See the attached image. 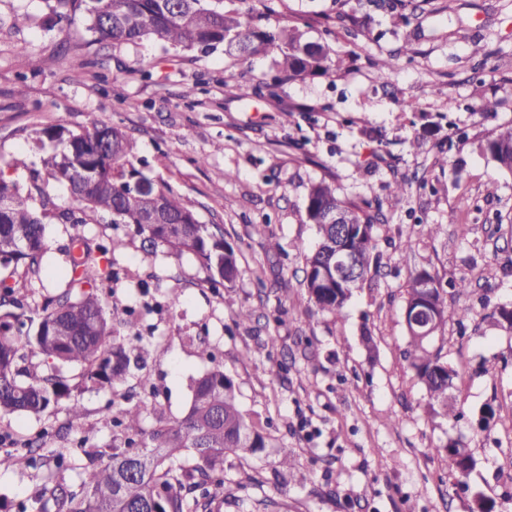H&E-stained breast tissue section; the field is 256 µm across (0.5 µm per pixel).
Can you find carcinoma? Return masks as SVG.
Here are the masks:
<instances>
[{"label":"carcinoma","mask_w":512,"mask_h":512,"mask_svg":"<svg viewBox=\"0 0 512 512\" xmlns=\"http://www.w3.org/2000/svg\"><path fill=\"white\" fill-rule=\"evenodd\" d=\"M54 25L63 32L79 14L87 16L89 29L100 40L137 43L149 39L174 48L201 54L224 49L243 59L273 57L275 74L270 80L238 86L239 96L268 94L285 82L323 77L335 81V45L326 39L312 40L297 23L268 28L253 10L232 7L236 0H55ZM56 142L42 158L43 170H35L27 195L19 186L0 178V199L11 197L12 205L0 210V413L41 418L70 396V386L61 375L64 368L80 369L86 388L120 392L126 388L151 387L149 376L130 384L132 367L145 362L149 353L142 345L140 321L130 307H108L95 290L109 249L88 243L84 226L105 215L112 224H122L151 246L161 245L169 253L193 254L215 285L232 284L240 274L239 259L232 245L202 224L183 196L165 181L151 182L134 165L137 142L121 127L94 121L79 133L70 130L64 118L44 131ZM480 150L502 175H512V123L496 127L480 144ZM69 185L79 203L76 210L63 208L49 197L42 182ZM149 181L152 194L141 192L140 182ZM407 181L386 185L381 200H354L340 196L336 184L320 180L311 184L306 201V219L317 227L312 249L297 244L304 255L303 288L318 311L336 319L355 294L371 281V271L382 265L377 251V223L384 204H398ZM340 213L348 227L343 242L336 238L328 217ZM52 219L70 224L67 253L69 283L63 292L29 299L26 285L42 280L45 271V230ZM353 255L358 279L344 283L331 269L336 246ZM424 306L440 315L430 331L408 325L404 358L427 393V412L432 418L456 420L459 414L448 404V390L457 371H448L442 341L448 326L447 291L437 274L426 269L411 272L406 288L405 309ZM491 319L512 334V306L497 307ZM43 357V366L29 362V354ZM153 416L147 431L144 418ZM112 454L80 441L76 450L57 451L44 458L27 452L0 455V469L25 464L33 468L51 466L49 475L18 512H133L147 508L155 512H211V489L224 488V454L241 460L267 446L270 436L244 413L234 381L216 364L191 384L186 415L171 422L156 402L144 396L119 405L112 415ZM91 465L81 475L79 490L67 486L60 474L74 469V452ZM443 458L448 474L466 478L475 468L474 456L465 444L450 441L434 448Z\"/></svg>","instance_id":"obj_1"}]
</instances>
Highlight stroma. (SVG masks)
Segmentation results:
<instances>
[{
  "mask_svg": "<svg viewBox=\"0 0 512 512\" xmlns=\"http://www.w3.org/2000/svg\"><path fill=\"white\" fill-rule=\"evenodd\" d=\"M271 5L267 25L296 20L312 39H335L347 60L335 80L292 81L275 100L242 98L238 85L270 72L271 58L239 61L151 40L101 42L82 15L47 71L38 61L58 42L44 26L51 0H0V177L29 188V171L6 162L18 155L39 162L35 134L58 117L76 132L95 120L111 123L137 139L142 172L170 182L199 221L235 247L241 275L232 288H214L194 255H168L106 220L85 228L91 240L114 245V275L96 283L104 302L152 307L142 317L146 371L168 420L184 416L192 380L217 361L238 386L243 410L273 426L271 447L246 460L225 455L213 512H239L238 496L275 500L279 512H470L477 493L495 512H512V335L489 317L512 304V177L479 149L489 132L512 122V0H423L404 24L394 20L400 0L382 10L367 0ZM21 43L34 59L22 82L13 59ZM405 46L411 59L381 85L380 63ZM189 84L196 93L186 99ZM482 95L496 100L494 112L479 110ZM407 100L415 110L404 109ZM285 109L294 112L287 126ZM402 176L411 187L378 226V275L355 293L343 319L311 310L296 249L316 241L305 216L310 184L326 179L358 200L385 195L386 183ZM421 223L441 230L402 265L399 249ZM70 231L47 224L48 263L36 292L65 288ZM271 238L281 253L267 251ZM414 268L437 273L449 312L474 310L464 323L449 319L446 331L443 353L458 373L450 397L462 414L455 424L431 420L402 356ZM462 279L468 288L461 293L454 284ZM173 289L181 303L172 310ZM228 296L234 306L225 304ZM238 305L256 310L249 329L234 325ZM366 331L377 345L371 355L361 345ZM199 336L214 359L200 357ZM72 396L85 408L74 422L61 409L40 421L0 415V449L46 424L58 433L42 454L81 438L111 446L112 393L79 388ZM488 408L494 415L485 425ZM455 440L476 460L463 486L434 452ZM286 451L298 458L288 472L278 466ZM42 477L33 468L0 470V497L29 499Z\"/></svg>",
  "mask_w": 512,
  "mask_h": 512,
  "instance_id": "stroma-1",
  "label": "stroma"
}]
</instances>
